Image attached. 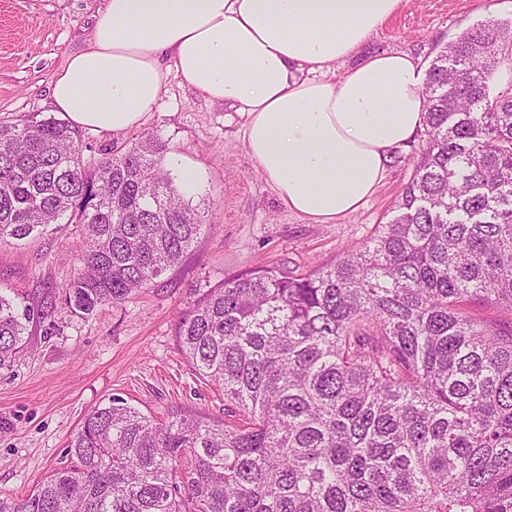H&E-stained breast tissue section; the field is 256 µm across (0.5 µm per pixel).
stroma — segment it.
Here are the masks:
<instances>
[{"mask_svg": "<svg viewBox=\"0 0 512 512\" xmlns=\"http://www.w3.org/2000/svg\"><path fill=\"white\" fill-rule=\"evenodd\" d=\"M103 0H0V121L52 116L49 85L68 57L85 48ZM512 17V0H402L370 37L368 50L403 51L429 66L466 26ZM245 119L171 82L139 130L77 129L85 162L94 163L139 133H150L189 159L190 193L209 226L174 270L117 305L83 315L61 300L77 272L75 225L0 245V287L43 308L28 347L0 376V492L20 496L70 464L66 446L83 418L118 395L146 413L175 410L223 419L224 394L181 353L174 324L188 291L225 276L275 264L291 271L337 261L390 218L419 148L398 150L374 195L331 224L288 210L250 157Z\"/></svg>", "mask_w": 512, "mask_h": 512, "instance_id": "35a3bbf8", "label": "stroma"}]
</instances>
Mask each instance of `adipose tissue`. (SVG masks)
Listing matches in <instances>:
<instances>
[{"instance_id": "1", "label": "adipose tissue", "mask_w": 512, "mask_h": 512, "mask_svg": "<svg viewBox=\"0 0 512 512\" xmlns=\"http://www.w3.org/2000/svg\"><path fill=\"white\" fill-rule=\"evenodd\" d=\"M400 4L104 0L86 48L53 75L51 102L77 126L116 134L141 126L178 81L245 114L247 150L280 200L330 224L377 191L423 129L418 59L362 52Z\"/></svg>"}]
</instances>
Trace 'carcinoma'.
<instances>
[{
    "label": "carcinoma",
    "mask_w": 512,
    "mask_h": 512,
    "mask_svg": "<svg viewBox=\"0 0 512 512\" xmlns=\"http://www.w3.org/2000/svg\"><path fill=\"white\" fill-rule=\"evenodd\" d=\"M512 19L465 27L427 69L413 174L357 247L193 288L175 336L224 420L120 396L71 465L0 512H512ZM137 137L92 166L66 122H0V244L75 224L64 303L89 314L176 267L205 226ZM508 319L480 321L474 305ZM38 308L0 291V371Z\"/></svg>",
    "instance_id": "obj_1"
}]
</instances>
